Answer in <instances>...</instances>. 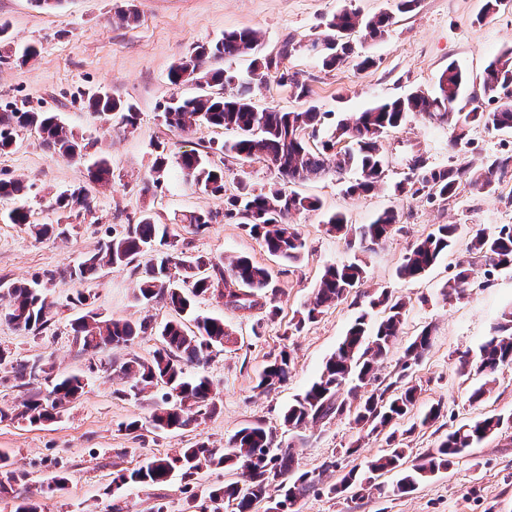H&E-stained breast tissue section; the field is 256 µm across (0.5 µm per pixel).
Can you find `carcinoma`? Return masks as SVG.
Instances as JSON below:
<instances>
[{
  "label": "carcinoma",
  "instance_id": "obj_1",
  "mask_svg": "<svg viewBox=\"0 0 512 512\" xmlns=\"http://www.w3.org/2000/svg\"><path fill=\"white\" fill-rule=\"evenodd\" d=\"M389 24L388 15L362 23L354 13L333 15L326 23L323 42L327 46L321 55L322 67L334 69L349 57L351 47L346 38L357 26H364L367 35L374 38ZM260 41L258 31L254 29L233 30L224 33L215 44L201 45L193 54L175 63L168 73L171 85L177 87L194 82L212 88L213 92L192 98H171L161 113L163 123L184 130L201 121L233 130L238 137L224 143L222 149L225 152L243 159L268 162L293 185L317 178L331 167L340 175L356 169L360 178L346 187L345 192L349 195L370 193L383 182L382 140L390 131L402 126L411 114L452 121L460 129L454 137L457 146L469 143V131L475 126L512 132V48L492 60L484 72L481 89L485 98L496 103L492 110L475 106L463 111L461 97L467 76L458 65L450 63L439 78L436 92L416 91L381 102L360 113L352 122L340 121L331 135L319 141L317 126L324 113L316 107L304 111L275 108L260 111L252 103V83L240 82L236 94L226 96L224 85L231 84L235 76L226 70L205 68L210 59L231 61L247 57L254 76L263 79L274 73L279 83L289 87L296 98L309 97V88L283 69V60L290 50L285 47L275 57L265 56L260 52ZM89 108L102 114L120 112L126 124H135L133 105L106 93L92 99ZM21 128L36 130L46 145L61 156L81 159L87 151V144L55 114L7 104L0 109V153L13 146ZM341 142L345 147L338 151L336 145ZM177 165L186 181L212 194L224 193V169L212 165L203 153L195 149L185 151L178 157ZM510 172L512 154L495 157L479 171L468 165L444 168L423 165L413 170L406 181L396 184L395 189L414 195L424 192L429 200H446L455 195L464 182L480 190H489L495 180ZM88 173L90 180L97 183H106L112 178V168L104 156L94 161ZM228 203L241 216L242 224L250 234L262 239L269 253L288 264L300 261L305 249L303 239L288 223V216L294 211L321 208L316 197L284 188L257 190L243 181L239 182L238 193L229 198ZM58 205L78 215L89 208L88 194L77 188L61 196ZM395 223L396 216L392 211H385L372 223L354 229L348 228L341 213H334L327 220L330 230L351 235L350 243L360 246L386 238ZM460 230L459 224L438 225L404 256L397 270L398 277L415 281L425 276L443 257L453 254ZM179 243L177 225L157 224L151 216L145 215L138 223L128 225L124 233L100 242L97 249L84 255L67 272L71 283H88L97 279L105 268L126 267L138 256L146 252L152 254L136 298L146 304L163 298L178 318L153 327L146 321L112 319L89 310L73 320L71 330L80 349L91 353H97L109 344L131 347L151 329L160 336L161 347L151 358L143 359L132 354L120 365L121 373L134 380L130 386L134 394L140 395L158 386L165 389L161 403L150 417V426L155 431L184 430L195 423L198 416L215 409L209 379L203 374L188 373L186 367L199 365L214 351L224 350L228 331L224 318L197 313L195 298L216 291L224 299L225 306L239 311L261 306L267 298L268 314L274 316L278 311L275 298L264 294L273 279L268 268L244 256L231 260L226 267L221 258L186 254ZM466 252L467 256L456 261V272L446 284L450 297L463 295L480 263L500 269L512 267V225L504 224L493 232L476 231ZM173 269L182 271V278L175 279L171 273ZM364 274L363 267L356 262L327 267L313 301L295 329L314 320L322 307L347 296L361 283ZM0 288L6 290L8 297L7 307L0 308L1 321L27 334L38 335L48 329L53 302L40 289L39 279L30 283L0 282ZM377 303L385 305L386 315L372 330L366 323V315L356 318L336 350L326 359L318 377L288 406L283 416L288 427L298 429L310 422L318 423L351 411V404L341 397L343 391L358 401L354 423L371 435L381 433L414 407L418 388L403 382L404 373L383 388L368 389L375 380L378 360L390 352L399 336L406 308L404 301L391 302L384 293L377 298ZM430 342L431 329L425 327L405 348L402 370L417 364ZM463 366L485 378V383L473 389L470 395L472 401L479 402L489 392L487 384L494 380V375L500 369L512 366V311L502 315V322L494 334L480 346L473 358L463 360ZM40 371L53 400L48 407L37 394L23 401L15 418L31 424L52 418V411L62 407L85 387L82 372L56 374L53 366L46 362L41 363ZM289 373L290 356L284 351L280 359L260 375L257 388L271 390L288 381ZM507 423H512V416L507 419L499 415L484 416L460 424L448 432L434 452L410 466L407 465L408 449L397 445L386 454L367 461L362 469L356 465L351 467L337 483L328 487V492L348 491L354 498L368 488L383 495L409 494L430 475L449 468L466 449L476 447ZM275 439L273 430L261 424L247 425L230 438L227 453L198 441L173 455L155 457L138 468L118 474L113 484L118 489L125 485H161L176 473L182 479L190 480L204 467L216 470L237 467L245 471L248 483L242 487L236 482L209 487L207 498L213 503L212 512H221L226 500L236 503L235 512H251L254 502L266 499L273 487L282 492L283 500L278 505L282 506L283 512H294L297 501L316 486L318 479L308 471H300L295 466L291 449L276 447ZM10 466L9 458L0 454L1 493L18 479ZM388 472L399 474V479L386 489L376 480Z\"/></svg>",
  "mask_w": 512,
  "mask_h": 512
}]
</instances>
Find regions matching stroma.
<instances>
[{
    "instance_id": "1",
    "label": "stroma",
    "mask_w": 512,
    "mask_h": 512,
    "mask_svg": "<svg viewBox=\"0 0 512 512\" xmlns=\"http://www.w3.org/2000/svg\"><path fill=\"white\" fill-rule=\"evenodd\" d=\"M398 0H62L53 9H42L34 0H0V24L7 25L12 46L36 45L39 54L26 63L0 65V107L54 112L74 133L83 136L92 156H107L112 180L92 183L85 162L48 150L38 135L21 132L16 146L0 153V179H17L26 187L24 197L0 196V281H46L54 302L51 325L33 336L0 320V349L11 357L53 364L55 372L87 370L92 360L103 366L90 372L79 398L61 416L41 424L17 420L0 422V452L8 455L23 478L12 492L0 495V512H14L21 499L39 503L45 512H112L121 503L124 512H153L164 505L168 512H184L190 496L215 483H245L241 471L202 469L192 481L173 478L161 486L116 489L113 479L124 469L203 441L224 448L236 430L250 423L272 428L279 446L292 448L300 470L319 475L314 491L301 499L299 512H512V428L503 429L478 447L469 449L449 469L440 471L414 492L385 497L375 491L362 497L331 494L353 465L383 455L390 447L387 434L361 437L351 417L340 416L308 424L298 431L283 425V412L294 397L319 373L348 326L362 309L381 317L382 308H369L372 298L388 293L404 299L403 334L391 353L377 364L379 382L398 375L418 388L412 411L397 422L411 458L437 448L448 431L461 422L485 414L512 415V368L499 371L483 401L469 399L477 376L463 375L460 359L475 355L493 334L503 312L512 309V271L479 266L464 298L448 299L445 284L455 272L458 256L476 230L494 231L512 224V174L496 181L492 190L461 185L448 200L430 201L422 195L394 193L395 183L405 180L413 157H423L433 167L480 166L489 158L512 153V134L484 127L470 132V146L452 144V124L414 115L382 143L386 179L368 194L348 195L335 172L301 185V193L318 197L323 208L290 215L289 222L305 242L298 263L285 265L269 254L263 242L249 234L239 218L225 214L226 197L235 193L239 179L256 188L283 187L281 175L261 160L243 161L223 154L219 147L232 139L233 131L204 124L186 131L166 127L159 115L172 97L198 94L194 83L175 87L168 81L171 66L189 55L193 47L213 42L225 32L240 28L257 30L262 50L277 54L289 46L285 61L289 73L306 84L308 101L323 111V133L336 122L356 115L386 99L414 91H433L449 63H457L468 78L472 105H486L480 82L485 67L512 47V2L486 15L484 0H416L411 11L399 12ZM347 10L359 17L390 14L392 23L377 38L357 32L355 51L371 58L361 69L347 61L323 68L313 41L323 38L325 22ZM220 67L240 79L252 80L247 59ZM253 101L258 108H300L289 89L275 76L252 80ZM105 92L132 103L138 113L136 126L106 119L87 106L94 94ZM206 150L224 168V192L212 195L186 182L177 167H170L160 183H153V164L158 151L169 156ZM85 187L90 210L72 216L58 208V195ZM24 206L28 224H11L7 213ZM392 210L397 222L391 235L356 253L345 236L330 232L328 213L339 211L353 225L370 223L383 210ZM191 212H210L212 224L197 230L182 227L187 253L231 260L245 256L268 267L276 286V316L267 309L248 312L227 309L222 298L210 296L200 307L220 314L230 332L222 353L202 368L210 379L215 411L201 417L188 431L127 430L130 421L145 422L156 398L144 393L127 396L129 378L117 367L129 354L150 358L158 345L155 337L139 339L132 348H108L93 356L72 342L70 322L80 308L72 299L78 289L66 278L67 269L85 253L94 251L106 236L122 233L142 215L160 224H176ZM69 224L64 237L39 239L33 224ZM438 224H458L463 233L454 255L445 257L425 277L404 281L396 271L416 241ZM360 260L365 278L360 287L317 318L298 326L302 312L314 298L327 266ZM141 277L137 265L110 269L81 290L90 296L91 308L115 319L161 323L173 312L163 300L144 305L136 294ZM430 327L431 345L422 360L402 369L405 346L423 327ZM288 352L291 373L281 386L264 392L257 381L266 366ZM441 404L439 421L424 425L428 408ZM337 467L323 470L325 461ZM66 476L63 489L48 492L55 475Z\"/></svg>"
}]
</instances>
